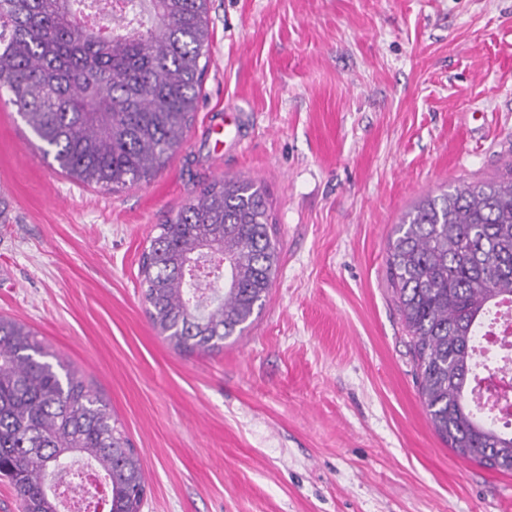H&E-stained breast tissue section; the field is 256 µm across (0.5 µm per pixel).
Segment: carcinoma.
I'll use <instances>...</instances> for the list:
<instances>
[{
	"label": "carcinoma",
	"instance_id": "cac0c4a2",
	"mask_svg": "<svg viewBox=\"0 0 512 512\" xmlns=\"http://www.w3.org/2000/svg\"><path fill=\"white\" fill-rule=\"evenodd\" d=\"M0 0V91L58 169L118 191L147 181L190 127L208 67V0ZM112 12V25L98 17ZM139 263L154 329L180 352H210L248 327L278 259L267 202L220 180L158 225ZM387 268L434 432L460 458L512 471V431L481 419L472 356L489 306L512 301V168L409 210ZM48 356L38 333L0 316V479L20 512H60L75 459L108 483V512H141L143 463L100 391Z\"/></svg>",
	"mask_w": 512,
	"mask_h": 512
}]
</instances>
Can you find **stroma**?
<instances>
[{"mask_svg":"<svg viewBox=\"0 0 512 512\" xmlns=\"http://www.w3.org/2000/svg\"><path fill=\"white\" fill-rule=\"evenodd\" d=\"M183 143L118 192L61 174L0 98V314L92 380L139 453L142 512H512L419 398L387 273L402 216L512 162V0H209ZM279 242L242 335L181 354L138 266L221 179Z\"/></svg>","mask_w":512,"mask_h":512,"instance_id":"1","label":"stroma"}]
</instances>
